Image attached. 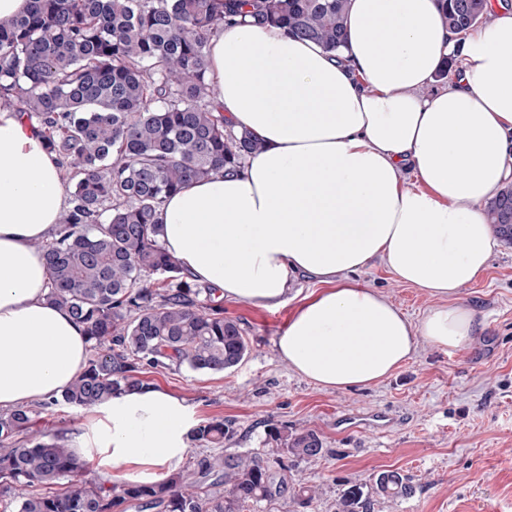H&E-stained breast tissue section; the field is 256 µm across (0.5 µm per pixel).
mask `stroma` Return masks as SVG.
Here are the masks:
<instances>
[{"label": "stroma", "mask_w": 512, "mask_h": 512, "mask_svg": "<svg viewBox=\"0 0 512 512\" xmlns=\"http://www.w3.org/2000/svg\"><path fill=\"white\" fill-rule=\"evenodd\" d=\"M357 278L411 318L432 304L382 264ZM313 288L296 279L287 303L273 310L224 301L225 318L239 323L250 346L238 366L145 373L184 400L199 421L229 422L232 451L263 447L271 423L318 434L322 454L287 458L289 492L252 512H336L350 485L373 488L387 471L409 477L413 492L396 500L373 497L371 512H512V244L500 242L486 273L461 292L484 318L480 336L454 350L420 342L410 361L371 388L321 389L280 357L276 339ZM298 486L317 488L309 508L294 501L291 490Z\"/></svg>", "instance_id": "35a3bbf8"}]
</instances>
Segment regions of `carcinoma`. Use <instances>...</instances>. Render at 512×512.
<instances>
[{"label":"carcinoma","mask_w":512,"mask_h":512,"mask_svg":"<svg viewBox=\"0 0 512 512\" xmlns=\"http://www.w3.org/2000/svg\"><path fill=\"white\" fill-rule=\"evenodd\" d=\"M348 0H31L0 22V110L27 112L65 167L71 206L57 234L38 244L49 269L47 299L83 325L86 369L61 398L43 404L89 408L145 384L148 369L223 372L249 343L224 318L212 290L193 282L159 240L166 197L191 180L238 168L260 150L215 111L210 38L237 17L284 28L328 52L345 44ZM448 27L466 34L490 20L488 0H439ZM486 217L512 241V185ZM39 412H0V502L10 512H249L288 487L272 464L313 457L312 432L268 424L266 448L192 461L155 482L107 486L86 463L34 428ZM26 434L20 444L16 436ZM233 428L213 418L190 442L222 448ZM63 483L60 493L36 485ZM375 494L412 493L408 477L381 473ZM339 512H370L363 487Z\"/></svg>","instance_id":"carcinoma-1"}]
</instances>
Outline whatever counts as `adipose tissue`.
Returning <instances> with one entry per match:
<instances>
[{
  "label": "adipose tissue",
  "instance_id": "1",
  "mask_svg": "<svg viewBox=\"0 0 512 512\" xmlns=\"http://www.w3.org/2000/svg\"><path fill=\"white\" fill-rule=\"evenodd\" d=\"M492 8L461 37L437 0H349L339 54L249 19L209 41L215 104L262 148L168 196L159 239L227 300L274 309L292 280L314 282L277 350L321 389L374 386L419 342L457 349L483 329L460 295L497 247L484 206L512 183V8ZM69 206L38 121L0 111V411L57 398L86 366L84 328L48 301L36 247ZM378 261L433 298L420 320L355 280ZM195 423L146 384L92 406L66 446L104 480L151 482L181 463Z\"/></svg>",
  "mask_w": 512,
  "mask_h": 512
}]
</instances>
